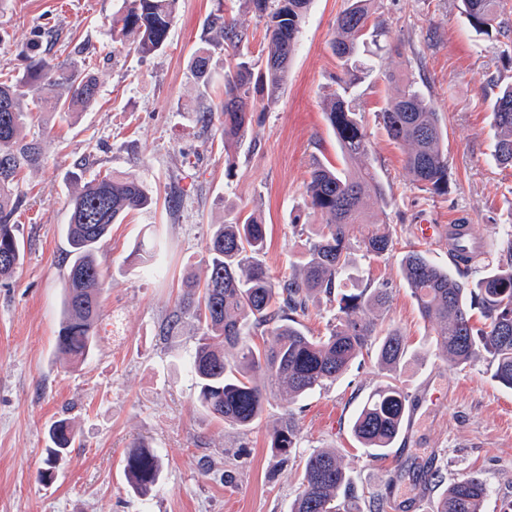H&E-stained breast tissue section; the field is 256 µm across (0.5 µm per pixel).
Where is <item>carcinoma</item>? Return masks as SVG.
Returning <instances> with one entry per match:
<instances>
[{"label": "carcinoma", "instance_id": "carcinoma-1", "mask_svg": "<svg viewBox=\"0 0 512 512\" xmlns=\"http://www.w3.org/2000/svg\"><path fill=\"white\" fill-rule=\"evenodd\" d=\"M124 10L112 25V37L142 57L162 51L177 10L178 0H124ZM265 20V42L260 51V72L244 60L245 31L222 15L213 17L218 37L212 46L233 49L224 71L222 95L205 97L198 110L202 128L220 132L224 148L246 139L257 104H278L288 68L310 0H251ZM371 0H349L336 17L331 42L340 74L336 82L350 88L357 80L355 56L370 29ZM469 25L488 33L505 8L503 0H460ZM37 30L22 56L23 71H0V278L10 277L23 259V244L13 215L19 205L15 180L24 167L42 159L39 143L22 135L29 105H49L63 114L84 112L99 95L95 75L62 70L46 58L44 39ZM210 54L198 50L192 61L203 87L212 83ZM326 117L336 133L343 159L368 156L362 115L345 95L326 104ZM383 128L393 142L407 147L405 168L412 180L433 194L448 192V161L444 131L438 113L411 80L380 112ZM496 130L495 161L512 166V84L499 87L492 109ZM153 204L143 182L111 172L77 181L66 225L69 272L65 279L63 317L56 336L60 358L86 360L94 350L105 272L97 261L101 242L112 225L134 210ZM369 205H387V194L375 171L364 165L355 171L317 160L306 187L305 209L320 218L305 257L289 275L273 278L264 262L266 233L254 213L241 209L213 225L206 252L204 275L184 282L178 310L165 334L179 331L182 318L197 322L199 336L193 358L195 389L202 408L225 423L249 429L265 411L267 391L279 387L293 401L336 381L364 355H374L378 366L394 372L407 354V338L385 327L380 316L389 308L383 288L343 289L351 278L350 255L359 249L372 258L395 249L386 224H367ZM469 225L452 224L450 256L455 270L432 262L414 246L403 252L401 273L410 287L422 318L434 329L432 344L448 357V365L469 364L487 355L492 377L512 390V226L503 232L497 265L473 287L461 282L483 252L469 247ZM318 296L336 303L335 321L327 334L313 336L302 323L309 302ZM479 311L480 323L473 321ZM408 393L394 380L377 387L352 420L353 437L377 458L388 456L402 432L408 412ZM49 457L69 452L76 440L70 421L59 419L47 430ZM300 428L293 411L285 413L272 434L271 447L286 457L298 446ZM131 489L146 494L158 482L162 458L157 449L134 443L124 455ZM428 481L442 487L434 512H482L487 483L477 473L446 483L435 469ZM354 481L334 448L313 450L304 460L300 491L289 512H358Z\"/></svg>", "mask_w": 512, "mask_h": 512}]
</instances>
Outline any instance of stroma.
Wrapping results in <instances>:
<instances>
[{"label":"stroma","mask_w":512,"mask_h":512,"mask_svg":"<svg viewBox=\"0 0 512 512\" xmlns=\"http://www.w3.org/2000/svg\"><path fill=\"white\" fill-rule=\"evenodd\" d=\"M459 0H373L377 41L359 48L368 73L349 96L364 115L368 163L389 204L366 217L390 225L397 241L388 255L353 251L355 278L384 288L391 306L382 321L400 328L409 353L395 374L374 358L357 359L342 377L291 402L267 395L262 419L242 431L205 412L196 400L190 368L197 324L184 320L178 335L162 328L177 309L182 280L202 274L213 225L242 208L266 225L271 275L291 271L315 224L295 227L315 160L343 166L325 104L339 90L331 49L337 15L347 0H311L278 104L255 109L252 130L226 167L219 135L203 132L196 105L203 92L192 56L210 47L214 14L235 19L259 52L264 21L249 0H180L166 48L143 58L114 43L110 23L123 0H9L0 13V70L23 63L19 51L38 28L51 29L49 51L63 69L92 72L100 92L80 116L32 112L24 126L38 140L43 162L18 176L14 221L25 245L23 263L0 279V512H288L305 458L337 449L365 496L391 512H432L439 491L426 472L447 479L479 472L490 488L484 512L512 501V391L492 380L488 363L449 367L431 344L425 322L400 270L407 244H420L435 263L451 265L447 227L458 218L486 245L470 277L496 265L503 225L512 224V168L498 166L489 80L512 84V0L500 28L476 34ZM412 74L439 113L446 132L448 193L429 194L404 168V147L391 141L379 114L397 93L394 76ZM135 177L150 189V209L112 226L98 250L106 273L94 353L69 366L55 352L64 275L69 265L65 225L75 163ZM434 224L433 240L417 229ZM157 246L154 271L133 253ZM396 378L415 401L413 427L404 429L383 459L351 435V420L378 385ZM438 393L437 403L426 400ZM294 411L300 440L288 457L273 453L270 435ZM71 421L78 440L59 460L53 479L40 472L47 430ZM137 441L158 448L162 476L145 495L134 493L122 459Z\"/></svg>","instance_id":"obj_1"}]
</instances>
